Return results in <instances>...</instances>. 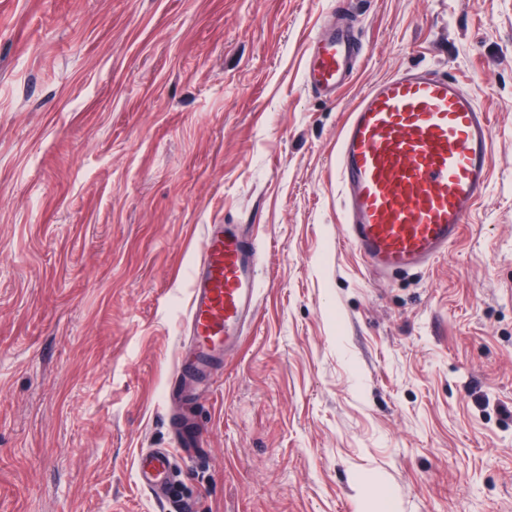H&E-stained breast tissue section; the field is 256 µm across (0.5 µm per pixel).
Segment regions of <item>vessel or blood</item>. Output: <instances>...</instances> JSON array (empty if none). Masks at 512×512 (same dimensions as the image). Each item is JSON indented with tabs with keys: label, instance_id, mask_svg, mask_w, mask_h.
Masks as SVG:
<instances>
[{
	"label": "vessel or blood",
	"instance_id": "obj_1",
	"mask_svg": "<svg viewBox=\"0 0 512 512\" xmlns=\"http://www.w3.org/2000/svg\"><path fill=\"white\" fill-rule=\"evenodd\" d=\"M362 53L347 25H323L310 41L307 87L334 99ZM490 127L488 113L445 74L400 70L360 97L341 131L336 170L342 234L369 267L409 272L447 253L488 183ZM261 259L256 234L242 225H205L189 278L188 350L177 358L168 397H188L221 377L256 308ZM172 426L178 448L193 453L200 440L193 426L177 418ZM136 475L159 501L177 498L169 450L140 453Z\"/></svg>",
	"mask_w": 512,
	"mask_h": 512
}]
</instances>
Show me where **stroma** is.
<instances>
[{
    "label": "stroma",
    "mask_w": 512,
    "mask_h": 512,
    "mask_svg": "<svg viewBox=\"0 0 512 512\" xmlns=\"http://www.w3.org/2000/svg\"><path fill=\"white\" fill-rule=\"evenodd\" d=\"M367 47L334 101L320 26ZM491 119L460 238L381 278L344 239L341 128L403 69ZM207 224L258 307L176 458L194 512H512V0H0V512H167L136 481Z\"/></svg>",
    "instance_id": "obj_1"
}]
</instances>
